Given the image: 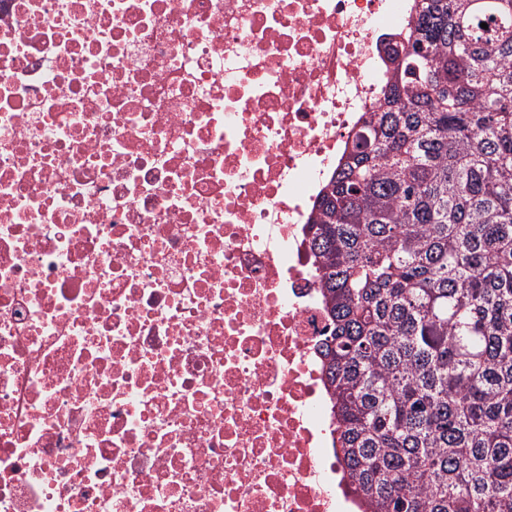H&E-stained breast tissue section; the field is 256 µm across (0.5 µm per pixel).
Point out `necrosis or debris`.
<instances>
[{
    "label": "necrosis or debris",
    "mask_w": 512,
    "mask_h": 512,
    "mask_svg": "<svg viewBox=\"0 0 512 512\" xmlns=\"http://www.w3.org/2000/svg\"><path fill=\"white\" fill-rule=\"evenodd\" d=\"M416 0H0V512H365L309 223Z\"/></svg>",
    "instance_id": "1"
}]
</instances>
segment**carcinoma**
<instances>
[{
	"mask_svg": "<svg viewBox=\"0 0 512 512\" xmlns=\"http://www.w3.org/2000/svg\"><path fill=\"white\" fill-rule=\"evenodd\" d=\"M395 62L309 224L340 452L369 512H512V0Z\"/></svg>",
	"mask_w": 512,
	"mask_h": 512,
	"instance_id": "obj_1",
	"label": "carcinoma"
}]
</instances>
